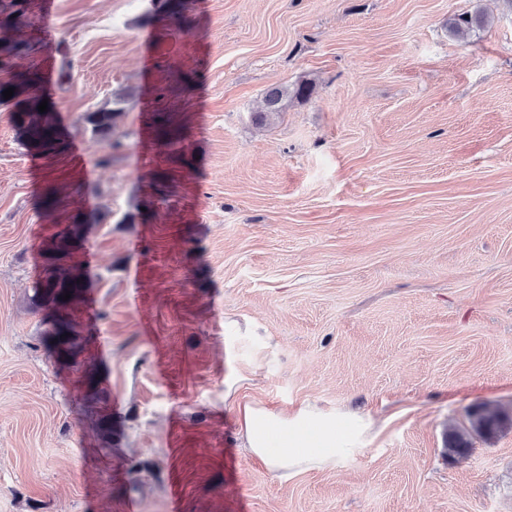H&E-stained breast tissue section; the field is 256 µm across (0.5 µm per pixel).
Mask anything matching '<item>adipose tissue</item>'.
I'll return each mask as SVG.
<instances>
[{
  "mask_svg": "<svg viewBox=\"0 0 512 512\" xmlns=\"http://www.w3.org/2000/svg\"><path fill=\"white\" fill-rule=\"evenodd\" d=\"M243 448L264 462L280 481L335 465L336 418L306 406L292 412L246 403L239 408Z\"/></svg>",
  "mask_w": 512,
  "mask_h": 512,
  "instance_id": "1",
  "label": "adipose tissue"
}]
</instances>
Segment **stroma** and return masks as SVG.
Masks as SVG:
<instances>
[{"label": "stroma", "instance_id": "1", "mask_svg": "<svg viewBox=\"0 0 512 512\" xmlns=\"http://www.w3.org/2000/svg\"><path fill=\"white\" fill-rule=\"evenodd\" d=\"M46 2L0 65L35 74L63 142L30 149L0 104V512H512V427L445 451L473 410L512 411V8L179 0L172 25ZM79 215L101 403L29 301ZM243 401L373 426L283 483L240 448ZM487 23L480 12L462 14L448 20V32L458 38H464L469 33L483 28ZM312 89L313 86L308 81H301L292 88L282 86L271 89L265 96L264 112H259L255 120L262 122L279 112H283L288 107V102L293 99L297 101L307 100L311 95Z\"/></svg>", "mask_w": 512, "mask_h": 512}]
</instances>
